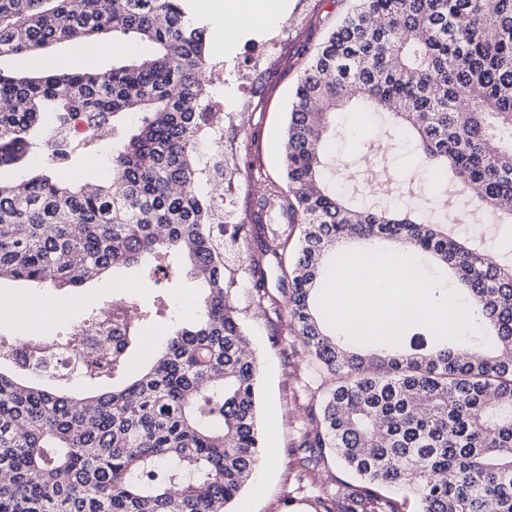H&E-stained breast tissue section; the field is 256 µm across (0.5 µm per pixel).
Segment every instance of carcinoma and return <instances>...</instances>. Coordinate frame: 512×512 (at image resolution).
Segmentation results:
<instances>
[{"label": "carcinoma", "instance_id": "cac0c4a2", "mask_svg": "<svg viewBox=\"0 0 512 512\" xmlns=\"http://www.w3.org/2000/svg\"><path fill=\"white\" fill-rule=\"evenodd\" d=\"M185 0H0V57L67 44L80 64L43 73L0 71V168L41 157V172L0 183V280L79 288L115 268H145V285L189 261L205 287L204 315L154 351L150 369L122 389L86 399L68 379H36L1 358L0 512H224L261 455L257 360L233 301L229 254L242 238L279 270L277 285L254 266L256 302L286 299L294 332L318 369L334 376L313 397L319 412L303 447L360 477L318 489L320 512H401L382 491L413 494L419 512H512V248L484 258L477 232L460 240L450 210L362 208L329 185L340 165L324 153L330 120L350 101L387 114L420 166L458 195L512 224V0H355L315 50L296 86L285 129L284 184L272 185L291 236H266L259 199L240 219L239 171L230 115L216 112L203 71L206 31ZM132 38L133 57L102 72L86 44ZM55 115L39 133L42 116ZM84 114L94 128L74 143L65 131ZM137 125L112 150L109 179L94 186L76 159ZM71 173L68 182L60 170ZM351 240H394L455 276L476 323L498 353L462 358L429 347L409 328L405 354L386 346L345 351L315 313L329 252ZM134 327L112 334V361L82 384H102L140 349V329L164 317L127 300ZM448 473L451 479L438 475Z\"/></svg>", "mask_w": 512, "mask_h": 512}]
</instances>
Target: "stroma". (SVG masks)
Segmentation results:
<instances>
[{
	"mask_svg": "<svg viewBox=\"0 0 512 512\" xmlns=\"http://www.w3.org/2000/svg\"><path fill=\"white\" fill-rule=\"evenodd\" d=\"M352 5V0H288L287 33L273 50L265 42L276 35V28L250 33L227 30L209 34V67L205 79L211 96L220 103L221 112L238 111L237 146L240 162L235 191L240 214L266 194L269 185L283 179V134L298 79L316 48L324 41ZM267 52L268 62L239 83L234 72L244 60ZM384 117L373 116L362 130H355L354 115L342 112L336 120V132L330 135L326 150L330 158L345 165L337 187L365 205L402 208L412 205L425 190L423 181L414 177L413 154L399 139L382 134ZM366 153L367 164L355 161ZM390 175L413 180L414 190L384 198L378 196L374 179ZM241 262L236 265L237 291L234 303L248 330L259 365L258 416L263 431L264 452L258 472L262 487L246 485L242 499L251 500L252 512H319L313 496L315 488L351 481L352 476L334 459L311 462L301 447L309 425V389L314 361L308 347L292 331L287 305L278 308L257 305L253 298L255 277L250 255L256 254L253 240L239 244ZM128 285L129 295L151 300L152 289L142 287L133 269H117L82 287L54 290L35 288L21 281L0 282V340L18 341L32 330H44L49 336L66 335L74 323L84 321L100 309L114 292L115 285ZM171 308L166 326L153 328L151 347L136 353L127 365L129 375L145 370L152 361L153 348L159 347L177 328L197 318L201 290L189 270H181L168 290Z\"/></svg>",
	"mask_w": 512,
	"mask_h": 512,
	"instance_id": "obj_1",
	"label": "stroma"
}]
</instances>
